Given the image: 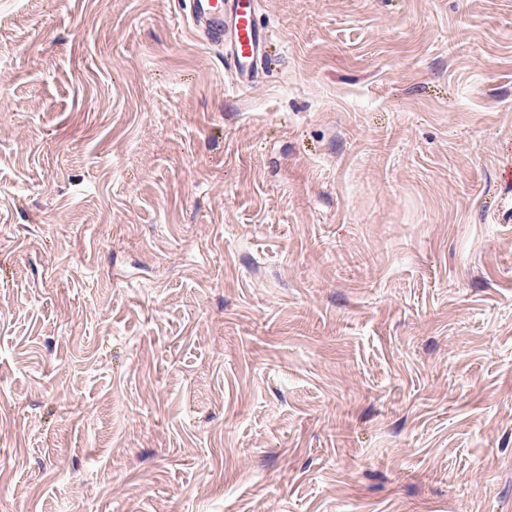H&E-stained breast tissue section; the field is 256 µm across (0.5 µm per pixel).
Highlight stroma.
Here are the masks:
<instances>
[{
  "instance_id": "1",
  "label": "stroma",
  "mask_w": 512,
  "mask_h": 512,
  "mask_svg": "<svg viewBox=\"0 0 512 512\" xmlns=\"http://www.w3.org/2000/svg\"><path fill=\"white\" fill-rule=\"evenodd\" d=\"M0 0V512H512V0ZM258 11V0H189L190 23L224 48V62L239 89L253 85L267 59L270 37Z\"/></svg>"
}]
</instances>
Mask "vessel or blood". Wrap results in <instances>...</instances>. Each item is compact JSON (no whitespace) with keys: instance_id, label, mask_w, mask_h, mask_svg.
<instances>
[{"instance_id":"vessel-or-blood-1","label":"vessel or blood","mask_w":512,"mask_h":512,"mask_svg":"<svg viewBox=\"0 0 512 512\" xmlns=\"http://www.w3.org/2000/svg\"><path fill=\"white\" fill-rule=\"evenodd\" d=\"M258 0H189V19L224 50L234 86L253 85L267 59L270 37L258 20Z\"/></svg>"}]
</instances>
